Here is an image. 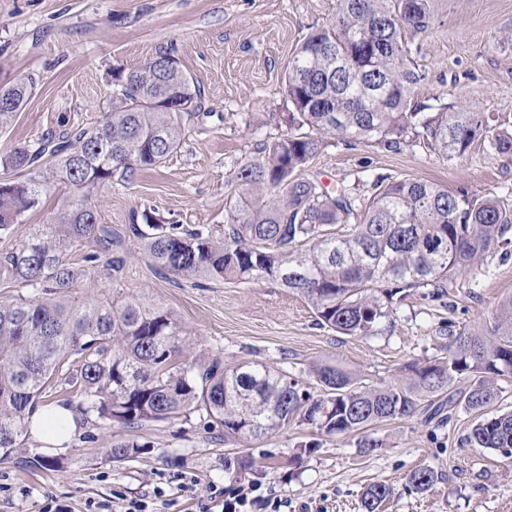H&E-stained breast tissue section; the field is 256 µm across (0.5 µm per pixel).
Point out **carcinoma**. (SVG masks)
<instances>
[{
  "mask_svg": "<svg viewBox=\"0 0 512 512\" xmlns=\"http://www.w3.org/2000/svg\"><path fill=\"white\" fill-rule=\"evenodd\" d=\"M430 20L431 0H337L335 17L312 30L288 60V135L233 171L238 194L229 202L224 235L206 225L184 228L145 207L130 212L128 236L164 273L276 280L308 300L319 325L346 336L376 335L394 316L398 295L419 291L438 299L458 287L477 254L512 244L505 239L512 209L499 199L378 175L370 205L353 223L346 186L329 191L295 176L328 138L394 151L421 145L450 163L479 140L500 153L512 150V134L492 128L480 110L439 97L415 100L425 74L407 33L426 31ZM112 86V107L95 125L44 135L0 156L1 167L21 172L0 182V237L13 234L49 190L80 192L0 256V278L18 288L0 300L3 454L24 447L29 412L62 375L65 402L127 429L196 414L209 433L247 439L295 420L320 433H357L358 447L369 453L379 443L361 431L414 416L419 394L467 376L465 406L481 416L466 442L512 463V412L491 411L498 378L512 374V298L484 331L456 335L448 355L405 365L406 382L366 386L331 363H314L296 376L255 361L227 366L218 354L204 365L190 362V341L173 311L83 287L100 259L115 276L125 265L122 239L98 222L91 193L116 176L161 164L181 143L183 117H193L202 99L200 86L168 53L114 68ZM33 87L29 77L0 90L15 102L0 108V131ZM305 126L309 132H300ZM84 249L83 264L72 262L71 254ZM309 378L322 395L306 388ZM140 447L118 439L108 455L122 461ZM438 478L434 468L419 467L408 489L421 493ZM392 492L386 482L372 484L365 512H378Z\"/></svg>",
  "mask_w": 512,
  "mask_h": 512,
  "instance_id": "cac0c4a2",
  "label": "carcinoma"
}]
</instances>
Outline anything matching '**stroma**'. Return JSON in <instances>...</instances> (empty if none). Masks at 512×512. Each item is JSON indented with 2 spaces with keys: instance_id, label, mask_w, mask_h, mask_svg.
<instances>
[{
  "instance_id": "stroma-1",
  "label": "stroma",
  "mask_w": 512,
  "mask_h": 512,
  "mask_svg": "<svg viewBox=\"0 0 512 512\" xmlns=\"http://www.w3.org/2000/svg\"><path fill=\"white\" fill-rule=\"evenodd\" d=\"M432 3L428 30L410 39L426 73L419 100H464L512 132V0ZM335 13L336 0H0V87L26 76L35 81L23 109L0 132V154L48 132L94 124L112 103L114 66L172 53L200 85L202 109L184 121L182 142L165 163L93 192L99 223L122 236L126 257L119 278L97 267L94 287L172 310L194 340L190 359L218 354L228 365L252 360L292 374L330 360L376 386L401 380L406 363L445 356L454 334L483 328L512 297V256L477 258L452 298L409 296L377 335L353 337L317 326L307 300L270 279L161 274L127 235L136 207L158 208L189 228L223 230L237 192L233 169L288 133L283 76L291 53ZM306 172L331 189L347 185L359 207L379 174L452 192L465 188L512 205V151L480 143L450 164L422 147L392 152L330 139ZM447 400L444 392L420 397L414 417L367 427L380 443L369 454L358 448L357 435H319L294 421L272 435L227 441L204 431L195 416L134 430L86 416L71 443L46 451L29 436L0 460V512H45L50 503L60 512H94L98 502L117 497L148 501L156 512H198L213 489L229 500L241 486L278 501L280 512H363L362 494L377 481L393 488L380 512H512V463L462 442L477 413L458 404L448 422L426 421L425 410ZM120 438L142 448L115 462L107 450ZM311 440L317 448L293 462L299 445ZM35 455L43 465L22 466ZM228 458L254 466L238 475L225 470ZM421 466L442 478L425 492L409 491L406 478Z\"/></svg>"
}]
</instances>
